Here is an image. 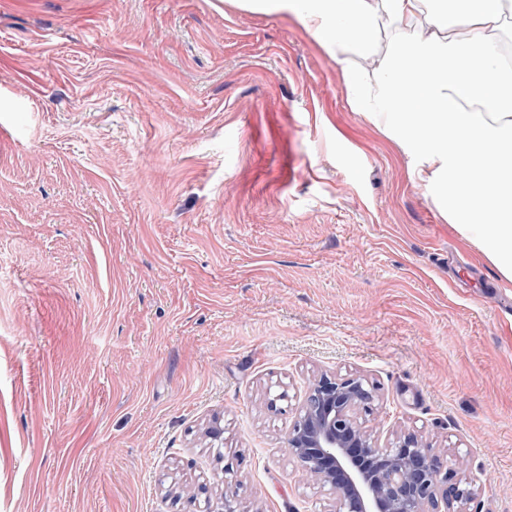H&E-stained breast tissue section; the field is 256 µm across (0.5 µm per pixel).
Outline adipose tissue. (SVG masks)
<instances>
[{
    "instance_id": "adipose-tissue-1",
    "label": "adipose tissue",
    "mask_w": 512,
    "mask_h": 512,
    "mask_svg": "<svg viewBox=\"0 0 512 512\" xmlns=\"http://www.w3.org/2000/svg\"><path fill=\"white\" fill-rule=\"evenodd\" d=\"M242 0L286 11L340 70L352 107L411 158L447 221L512 281L507 0ZM387 52H380V42Z\"/></svg>"
}]
</instances>
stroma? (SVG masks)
Masks as SVG:
<instances>
[{"label": "stroma", "instance_id": "1", "mask_svg": "<svg viewBox=\"0 0 512 512\" xmlns=\"http://www.w3.org/2000/svg\"><path fill=\"white\" fill-rule=\"evenodd\" d=\"M512 512V281L286 12L0 0V512H326L313 379ZM286 392L276 409L270 390Z\"/></svg>", "mask_w": 512, "mask_h": 512}]
</instances>
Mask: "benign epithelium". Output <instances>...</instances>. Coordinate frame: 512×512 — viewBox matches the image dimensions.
Segmentation results:
<instances>
[{"instance_id":"benign-epithelium-1","label":"benign epithelium","mask_w":512,"mask_h":512,"mask_svg":"<svg viewBox=\"0 0 512 512\" xmlns=\"http://www.w3.org/2000/svg\"><path fill=\"white\" fill-rule=\"evenodd\" d=\"M377 385L358 374L314 379L288 431L289 454L332 495L329 512H482L478 480L414 429L382 444L367 425Z\"/></svg>"}]
</instances>
